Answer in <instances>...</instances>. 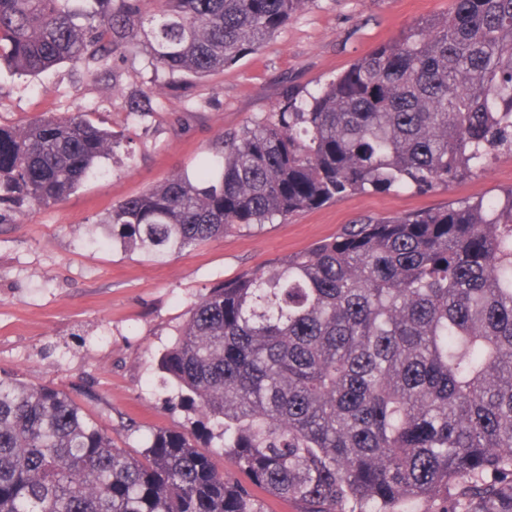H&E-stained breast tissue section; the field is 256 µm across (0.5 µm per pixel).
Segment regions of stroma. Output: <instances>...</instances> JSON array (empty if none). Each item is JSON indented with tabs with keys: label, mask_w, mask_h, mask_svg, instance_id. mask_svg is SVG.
Segmentation results:
<instances>
[{
	"label": "stroma",
	"mask_w": 512,
	"mask_h": 512,
	"mask_svg": "<svg viewBox=\"0 0 512 512\" xmlns=\"http://www.w3.org/2000/svg\"><path fill=\"white\" fill-rule=\"evenodd\" d=\"M451 0H310L255 54L183 84L184 99L141 117L125 99L151 78L144 58L118 81L94 80L65 64L36 77L0 69V126L41 115L92 112L122 147L59 204L26 209L0 223V377L65 389L118 447L142 450L166 428L197 443L207 436L180 402L159 358L191 304L213 286L330 239L363 217L392 218L512 189V156L421 193L345 195L286 221L235 229L161 262L108 237L112 206L177 172H195L220 135L270 118L286 93L315 92L416 19L446 14ZM218 468L248 490L262 512H299L230 459Z\"/></svg>",
	"instance_id": "stroma-1"
}]
</instances>
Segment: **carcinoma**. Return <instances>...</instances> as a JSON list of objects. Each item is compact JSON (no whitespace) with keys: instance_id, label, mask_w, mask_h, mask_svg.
I'll list each match as a JSON object with an SVG mask.
<instances>
[{"instance_id":"obj_1","label":"carcinoma","mask_w":512,"mask_h":512,"mask_svg":"<svg viewBox=\"0 0 512 512\" xmlns=\"http://www.w3.org/2000/svg\"><path fill=\"white\" fill-rule=\"evenodd\" d=\"M0 0V65L94 78L146 56L196 79L259 51L310 0ZM120 142L85 112L0 126V205L64 201ZM512 155V0H453L198 172L112 207L155 258L367 190L427 192ZM220 450L302 512H512V189L391 219L213 287L160 359ZM214 449L160 429L131 453L64 390L0 379V512H259ZM468 481L465 499L448 480Z\"/></svg>"}]
</instances>
